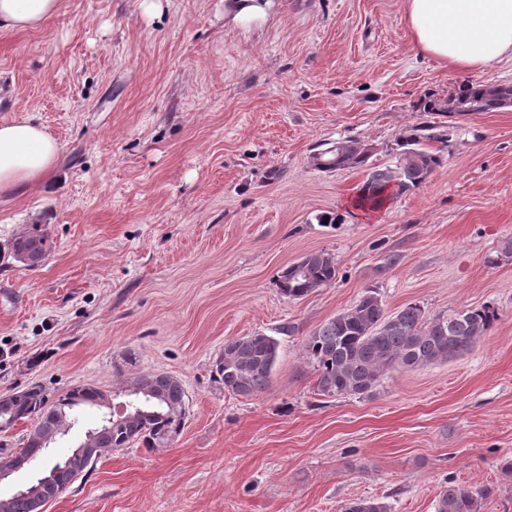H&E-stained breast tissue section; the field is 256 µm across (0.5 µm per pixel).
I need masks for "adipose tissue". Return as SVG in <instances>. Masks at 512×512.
Wrapping results in <instances>:
<instances>
[{
  "mask_svg": "<svg viewBox=\"0 0 512 512\" xmlns=\"http://www.w3.org/2000/svg\"><path fill=\"white\" fill-rule=\"evenodd\" d=\"M63 0H0V31L36 30ZM404 21L417 52L462 71L512 60V0H405ZM60 145L41 124H0V197L36 188L57 169Z\"/></svg>",
  "mask_w": 512,
  "mask_h": 512,
  "instance_id": "obj_1",
  "label": "adipose tissue"
}]
</instances>
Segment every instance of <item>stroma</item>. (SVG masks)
Here are the masks:
<instances>
[{"label": "stroma", "instance_id": "1", "mask_svg": "<svg viewBox=\"0 0 512 512\" xmlns=\"http://www.w3.org/2000/svg\"><path fill=\"white\" fill-rule=\"evenodd\" d=\"M225 3L63 0L44 27L0 32V123L33 118L61 146L42 188L0 202V394L164 372L187 395L170 446L103 455L46 512H339L363 497L435 512L449 478L495 487L482 512H512V107L423 109L512 83V61L462 72L418 55L405 0H273L246 29ZM416 126L440 165L371 215L352 206L366 170L313 163L353 138L394 166ZM31 224L54 247L27 269L5 250ZM319 250L335 281L283 296L281 270ZM369 287L389 313L490 304L499 319L372 396H320L303 341ZM287 324L266 392L216 382L226 341ZM512 106V85L465 83L446 98H431L424 111L461 113L487 112Z\"/></svg>", "mask_w": 512, "mask_h": 512}]
</instances>
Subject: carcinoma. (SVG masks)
Masks as SVG:
<instances>
[{
	"label": "carcinoma",
	"mask_w": 512,
	"mask_h": 512,
	"mask_svg": "<svg viewBox=\"0 0 512 512\" xmlns=\"http://www.w3.org/2000/svg\"><path fill=\"white\" fill-rule=\"evenodd\" d=\"M512 106V85L465 83L446 98H430L427 112H487ZM430 135L416 127L400 141L395 166L370 168L354 205L374 212L393 195L407 193L423 184L436 166L438 155L424 148ZM373 156L371 145L355 139H339L313 154L320 169L365 168ZM53 241L42 224H32L11 243L15 262L26 255L43 258ZM336 279V259L326 251L307 253L285 267L278 276L281 293L299 300ZM498 321L497 309L486 304L467 307L452 314L429 315L417 304H407L388 315L377 291L371 287L353 304L321 323L304 340L303 350L317 372V391L324 397L368 396L381 378L398 369H414L445 362L469 351ZM279 341L262 332L227 341L216 359L215 380L229 393L250 398L265 392L272 380ZM130 405L122 419L103 414L91 430L95 446L103 453L141 443L148 449L165 448L180 434L186 420V393L176 378L164 373L139 374L124 383ZM109 395L93 386H75L58 397H50L39 385L0 395V431L21 420L31 421L22 439V450L13 453L0 444V463L9 457L40 456L48 469L58 470L55 483L42 487L46 500L56 497L58 487L80 477L91 461L70 454L62 459L48 456L61 422L68 421L74 408L83 405L103 408ZM493 495L490 487L471 489L448 481L439 493L435 512H479V502ZM0 512H34L32 502L22 495L0 497ZM340 512H391L378 498H357L341 505Z\"/></svg>",
	"instance_id": "cac0c4a2"
}]
</instances>
